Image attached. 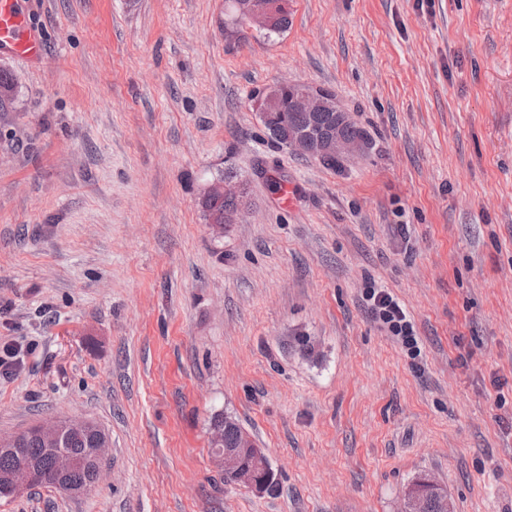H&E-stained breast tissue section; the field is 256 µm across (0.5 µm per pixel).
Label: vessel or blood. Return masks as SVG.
Wrapping results in <instances>:
<instances>
[{"mask_svg":"<svg viewBox=\"0 0 512 512\" xmlns=\"http://www.w3.org/2000/svg\"><path fill=\"white\" fill-rule=\"evenodd\" d=\"M0 54L21 58L35 67L47 62L46 42L24 0H0Z\"/></svg>","mask_w":512,"mask_h":512,"instance_id":"1","label":"vessel or blood"}]
</instances>
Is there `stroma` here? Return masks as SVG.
Wrapping results in <instances>:
<instances>
[{
  "mask_svg": "<svg viewBox=\"0 0 512 512\" xmlns=\"http://www.w3.org/2000/svg\"><path fill=\"white\" fill-rule=\"evenodd\" d=\"M49 58H0V435L108 433L88 492L0 512H512V0H289L224 34V0H36ZM333 93L372 147L336 167L270 142L257 94ZM263 157L280 187L254 176ZM234 168L246 212L199 205ZM401 306L418 353L376 319ZM274 492L227 486L215 414ZM268 1H274L278 3L279 18L275 24L274 22L276 19V13L274 8L272 4L266 3L264 0H240L235 2V6L238 10V13L242 17H245L248 23L260 28L267 29L266 31L269 36L273 34H281L288 29L290 22L288 0ZM4 356L0 355V375L10 376L15 369L24 363V356L29 352L28 347H23L18 342L7 341L0 345ZM422 482L425 486V490L416 491L413 493L407 492L405 494L403 500V512H427L426 503L428 499V493L430 491L441 492V494L444 496L445 509L448 510V512L454 511L452 502L448 497V493L442 491V488L435 479H432L431 477H425Z\"/></svg>",
  "mask_w": 512,
  "mask_h": 512,
  "instance_id": "1",
  "label": "stroma"
}]
</instances>
